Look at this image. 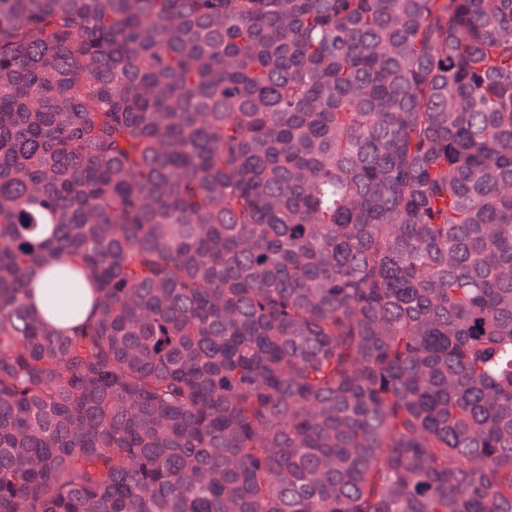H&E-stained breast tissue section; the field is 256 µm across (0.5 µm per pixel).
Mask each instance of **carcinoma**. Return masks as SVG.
<instances>
[{
    "label": "carcinoma",
    "instance_id": "1",
    "mask_svg": "<svg viewBox=\"0 0 512 512\" xmlns=\"http://www.w3.org/2000/svg\"><path fill=\"white\" fill-rule=\"evenodd\" d=\"M0 512H512V0H0ZM32 282L37 285L34 297L37 311L57 328H67L73 325L74 321L67 320L68 313L73 308L81 306L80 292L76 291V288L44 278L42 269L35 271Z\"/></svg>",
    "mask_w": 512,
    "mask_h": 512
}]
</instances>
